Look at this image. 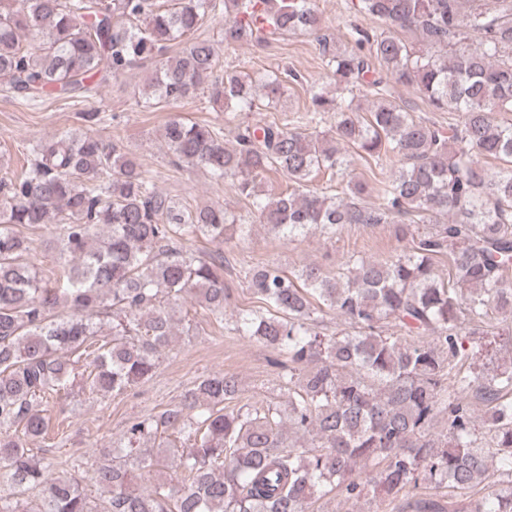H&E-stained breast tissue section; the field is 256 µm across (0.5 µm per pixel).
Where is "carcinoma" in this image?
<instances>
[{"label": "carcinoma", "mask_w": 512, "mask_h": 512, "mask_svg": "<svg viewBox=\"0 0 512 512\" xmlns=\"http://www.w3.org/2000/svg\"><path fill=\"white\" fill-rule=\"evenodd\" d=\"M168 2L0 0V90L29 106L83 103L110 78L153 63L155 104L178 106L205 87L224 108L222 127L172 116L163 130L169 152L230 184L283 239L349 224L429 228L390 258L349 257L334 276L315 265L247 270L259 306L238 313L233 331L285 358V408H229L239 381L213 373L179 403L129 420L126 439L143 446L138 454L109 448L84 473L58 471L29 447L48 433L42 403L76 387L119 394L148 381L187 295L223 324L224 265L184 252L182 242L226 245V231L245 240L253 224L221 205L178 204L135 156L93 132L37 142L24 174L0 180V512H33L31 490L38 512H96L86 480L106 494L105 512H308L332 492L392 501L423 484L448 489V507L422 499L416 512H512V363L484 374V343L475 340L488 335L490 314L512 315V123L495 117L512 112V0H347L354 14L388 27L352 28L349 49L323 32L315 0ZM217 19L227 46L315 36L336 92L310 89L307 124L331 113L329 128L240 120L277 108L301 78L213 79V44L192 35ZM22 32L34 37L27 48ZM177 41L185 48L169 54ZM395 85L457 119L415 115L393 96ZM357 90L371 101L364 115L353 106ZM350 148L393 161L374 204L367 184L347 174ZM480 156L506 166L490 172ZM321 170L342 176V191L308 189ZM271 173L288 177V191L259 193ZM46 224L64 258L53 286L26 261L16 231ZM444 254L446 278L434 267ZM62 303L66 316L55 314ZM326 309L347 328L318 331ZM388 325L430 340L385 336ZM88 351L81 369L76 355ZM470 394L486 405L482 432ZM170 429L182 440L178 473L139 488L167 466L158 438Z\"/></svg>", "instance_id": "obj_1"}]
</instances>
